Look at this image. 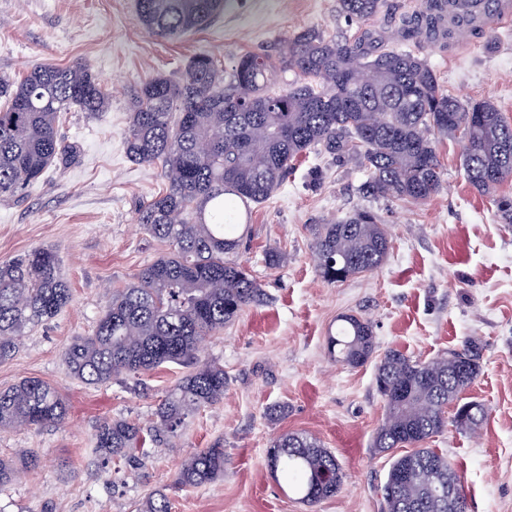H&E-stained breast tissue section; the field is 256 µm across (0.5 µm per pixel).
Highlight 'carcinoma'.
<instances>
[{
    "instance_id": "obj_1",
    "label": "carcinoma",
    "mask_w": 512,
    "mask_h": 512,
    "mask_svg": "<svg viewBox=\"0 0 512 512\" xmlns=\"http://www.w3.org/2000/svg\"><path fill=\"white\" fill-rule=\"evenodd\" d=\"M229 0H136L137 19L168 39L208 26ZM448 0H425L406 21L407 35L436 40L438 10ZM384 0H338L350 19L376 15ZM296 79L282 83V74ZM110 100L84 63H40L20 81L0 77V196H17L47 169L75 158L77 147L58 138L62 113L75 106L102 112ZM463 143V169L478 191L493 194L512 177V121L490 99L467 105L447 94L433 69L410 50L374 48L370 40H328L306 29L275 54L241 56L231 73L210 56L194 57L182 80L153 76L134 88L124 144L137 163L161 164L165 189L140 206L137 223L169 251L112 296L90 336L64 349L71 375L92 386L144 374L166 363L188 373L157 405L149 428L170 447L186 420L224 399V366L206 360L203 342L218 335L252 303L260 284L250 270L226 258L243 238L241 212L265 201L294 161L310 151L355 157L368 171L362 190L378 198L421 202L442 185L435 136ZM320 277L328 283L376 270L390 240L375 214L357 209L313 228ZM71 288L60 276L52 247L0 262V363L19 352L27 331L57 316ZM331 355L349 365L374 351L370 322L350 315L328 336ZM482 348L467 340L430 361L389 350L375 384L385 416L374 447L409 446L394 458L383 486L385 512H466L463 476L448 457L425 443L452 422L477 429L485 407L462 401L480 371ZM68 407L56 388L26 378L0 390V430L63 424ZM144 428L105 420L95 433L96 461L133 458ZM267 459L288 474L290 489L317 503L340 490L344 474L319 441L286 434ZM224 477V448H203L184 464L174 483L199 487ZM144 512H171L158 492Z\"/></svg>"
}]
</instances>
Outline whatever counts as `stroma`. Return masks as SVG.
<instances>
[{
  "instance_id": "35a3bbf8",
  "label": "stroma",
  "mask_w": 512,
  "mask_h": 512,
  "mask_svg": "<svg viewBox=\"0 0 512 512\" xmlns=\"http://www.w3.org/2000/svg\"><path fill=\"white\" fill-rule=\"evenodd\" d=\"M136 0H0V76L22 78L37 63L90 65L111 97L88 115L63 113L58 133L76 145V160L49 168L22 195L0 197V261L56 248L73 300L24 336L16 357L0 364V389L35 377L68 400L65 425L0 431V458L35 451L38 467L20 472L0 494V512H140L167 491L171 512H382L380 488L392 453L378 452L375 432L385 402L375 365L353 367L327 350L341 317L368 320L375 354L391 349L427 361L475 338L480 372L464 398L488 410L474 431L447 427L430 447L464 476L468 512H512V224L496 197L512 198V178L496 196L464 175L463 146L440 138V190L423 202L362 195L366 171L357 159L307 153L264 202L252 205L249 231L232 258L260 283L259 302L207 340L203 355L230 378L224 399L193 416L173 447L145 441L134 460L96 464V427L105 418L151 426L159 401L185 375L175 363L105 386L73 379L63 360L72 337L90 335L114 288L128 282L167 246L141 229L137 210L164 188L161 168L132 161L124 146L128 91L162 74L180 80L195 56L228 71L247 52L273 49L308 28L329 39L370 36L377 45L417 53L441 87L462 103L492 100L512 119V26L464 34L458 44L416 43L402 20L423 0H387L374 17L351 21L338 0H231L203 30L168 40L138 23ZM367 208L384 224L390 250L374 272L342 283L317 271L312 227ZM283 260L269 265V253ZM282 407L273 416L272 407ZM286 433L317 439L345 473L335 496L303 502L288 478L272 472L266 453ZM224 444V477L197 488H173L182 463L214 442Z\"/></svg>"
}]
</instances>
